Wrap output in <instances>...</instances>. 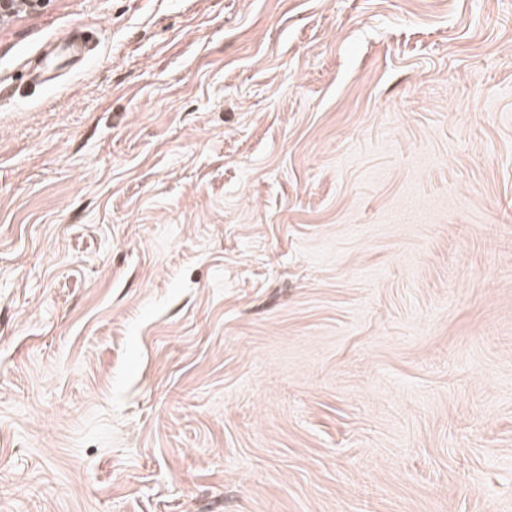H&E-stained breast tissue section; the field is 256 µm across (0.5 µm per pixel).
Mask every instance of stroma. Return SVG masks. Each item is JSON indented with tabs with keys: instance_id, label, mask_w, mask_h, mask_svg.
Listing matches in <instances>:
<instances>
[{
	"instance_id": "1",
	"label": "stroma",
	"mask_w": 512,
	"mask_h": 512,
	"mask_svg": "<svg viewBox=\"0 0 512 512\" xmlns=\"http://www.w3.org/2000/svg\"><path fill=\"white\" fill-rule=\"evenodd\" d=\"M0 512H512V0L0 20Z\"/></svg>"
}]
</instances>
